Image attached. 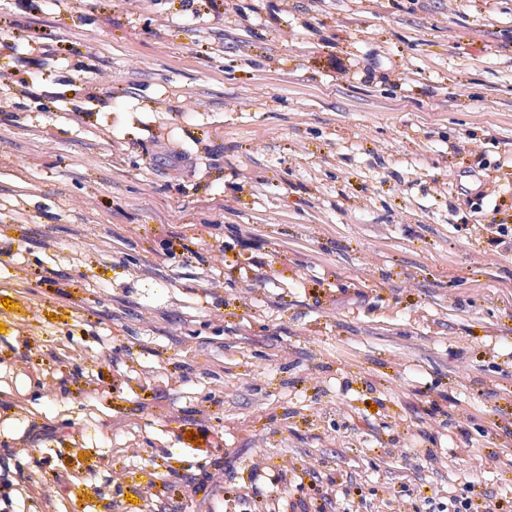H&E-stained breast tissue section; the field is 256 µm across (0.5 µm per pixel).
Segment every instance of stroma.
I'll list each match as a JSON object with an SVG mask.
<instances>
[{
	"instance_id": "stroma-1",
	"label": "stroma",
	"mask_w": 512,
	"mask_h": 512,
	"mask_svg": "<svg viewBox=\"0 0 512 512\" xmlns=\"http://www.w3.org/2000/svg\"><path fill=\"white\" fill-rule=\"evenodd\" d=\"M493 224L512 0H0V512H512Z\"/></svg>"
}]
</instances>
